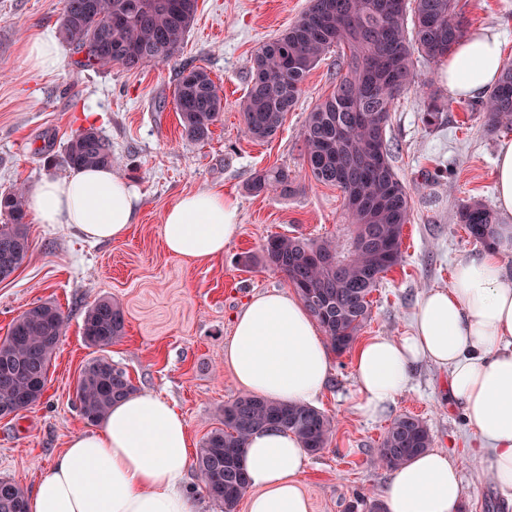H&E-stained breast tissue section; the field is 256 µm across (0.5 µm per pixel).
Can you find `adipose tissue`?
<instances>
[{
  "label": "adipose tissue",
  "mask_w": 512,
  "mask_h": 512,
  "mask_svg": "<svg viewBox=\"0 0 512 512\" xmlns=\"http://www.w3.org/2000/svg\"><path fill=\"white\" fill-rule=\"evenodd\" d=\"M31 64L61 70L65 53L49 31L25 43ZM505 66L502 39L488 30L460 39L448 55L444 80L455 99L484 95ZM497 208L506 216L495 244L459 260L451 283L424 294L411 335L374 336L355 353L356 409L374 417L405 389L412 368L432 363L448 373V390L488 454L486 474L512 503V282L503 262L512 252V141L494 159ZM138 191L111 168H72L42 179L26 193L37 224H70L85 237H124L134 223ZM238 207L223 193L181 196L164 215L172 255L201 261L223 255L240 233ZM224 363L238 387L275 402L311 403L326 387L331 356L299 298L268 292L251 298L234 322ZM187 424L154 393L116 403L100 427L73 436L35 485L30 512H194L187 484ZM307 450L292 433L268 429L249 439L241 456L252 493L247 512H310L300 484ZM458 466L428 450L393 470L385 491L388 512H460Z\"/></svg>",
  "instance_id": "obj_1"
}]
</instances>
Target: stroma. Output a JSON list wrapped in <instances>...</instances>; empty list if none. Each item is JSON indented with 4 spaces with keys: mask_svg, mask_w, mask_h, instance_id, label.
Listing matches in <instances>:
<instances>
[{
    "mask_svg": "<svg viewBox=\"0 0 512 512\" xmlns=\"http://www.w3.org/2000/svg\"><path fill=\"white\" fill-rule=\"evenodd\" d=\"M308 0H198L183 48L169 64L129 71L115 65L41 72L28 64L24 41L34 31L57 30L61 0H0V191L46 176L64 175L65 147L76 131L96 128L112 144V169L140 193L135 224L117 241L93 242L66 224H34L26 262L0 281V339L15 318L50 301L66 328L52 357L47 389L37 406L0 417V479L33 490L51 469L69 437L89 425L75 404L84 366L103 356L129 374L141 391L170 400L183 414L192 448L219 424L224 404L239 396L224 365L235 316L260 293L289 288L287 277L238 256L260 255L274 234L342 238L346 222L341 191L308 177L301 132L310 112L336 83L341 49H331L311 70L296 107L277 134L255 141L243 133L241 104L250 60L269 38L306 9ZM467 34L501 33L512 62V0H460ZM201 67L221 85L224 110L207 141L188 139L179 123L173 90L183 65ZM443 62L415 60L416 83L391 114L386 139L394 168L411 195L412 216L403 237V260L372 294L371 319L362 337L408 335L423 293L448 287L455 263L481 245L458 224L461 205L494 208L493 161L512 130H489L483 113L449 99ZM449 107L437 125L423 121L426 97ZM283 166L297 176L288 197L254 195L257 171ZM217 190L239 206L241 230L222 257L193 262L169 254L162 237L165 210L185 193ZM119 303L123 338L105 350L88 346L82 325L100 299ZM353 355L333 356L325 390L314 406L336 430L327 447L309 456L301 475L311 512H349L357 494L380 503L391 471L376 449L392 421L417 415L433 448L460 467L461 512H512L473 455L479 441L460 407L448 398V375L428 363L411 371L408 387L382 416L354 408Z\"/></svg>",
    "mask_w": 512,
    "mask_h": 512,
    "instance_id": "obj_1",
    "label": "stroma"
}]
</instances>
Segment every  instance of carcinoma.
<instances>
[{
  "instance_id": "obj_1",
  "label": "carcinoma",
  "mask_w": 512,
  "mask_h": 512,
  "mask_svg": "<svg viewBox=\"0 0 512 512\" xmlns=\"http://www.w3.org/2000/svg\"><path fill=\"white\" fill-rule=\"evenodd\" d=\"M197 11V0H62L59 35L76 64L98 70L115 64L127 70L176 58ZM412 30H407V19ZM465 34L459 0H309L306 10L263 44L251 60L242 101L246 134L265 140L280 128L298 103L310 71L331 48L345 50V72L336 73L334 90L312 112L301 132L306 170L315 181L343 194L349 238L270 236L260 261L284 273L331 349L346 353L371 317L368 299L386 273L402 261L411 195L391 163L386 129L396 101L415 83V54L431 60L448 57ZM123 45L128 54L112 55ZM183 133L204 141L223 111V92L207 70L184 66L174 89ZM492 128L512 126V64L498 83L474 103ZM445 104L433 94L424 123L436 124ZM71 167L112 165V144L94 128L79 130L66 147ZM297 189L288 169L261 170L250 190L289 196ZM26 188L0 192V269L16 271L29 256ZM457 222L488 246L495 242L496 218L479 203L462 205ZM330 254L333 264L313 260ZM66 325L60 308L45 302L22 313L0 340V413L30 409L41 402L52 355ZM122 308L101 299L88 311L83 337L103 350L124 336ZM136 391L128 373L105 357L88 362L76 388L77 407L90 424L100 423L112 405ZM276 428L296 435L318 454L327 447L334 420L310 405L274 403L243 394L224 405L220 426L204 437L194 459L205 493L236 512L249 489L239 455L250 436ZM424 422L412 414L393 420L376 454L395 469L431 447ZM0 512H28V497L18 482L0 480Z\"/></svg>"
}]
</instances>
